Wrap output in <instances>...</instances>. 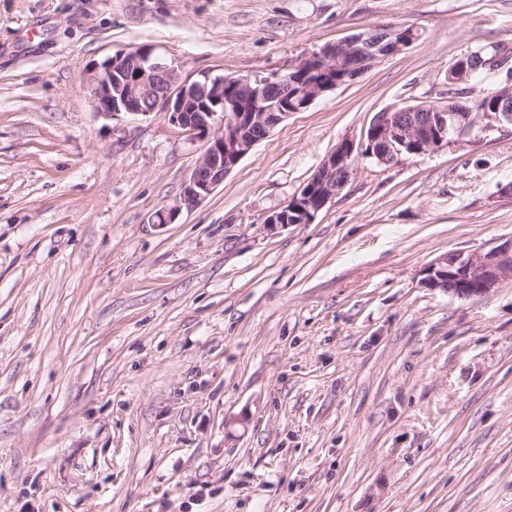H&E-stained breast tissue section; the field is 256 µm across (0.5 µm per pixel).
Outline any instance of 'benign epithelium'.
<instances>
[{
    "label": "benign epithelium",
    "instance_id": "obj_1",
    "mask_svg": "<svg viewBox=\"0 0 512 512\" xmlns=\"http://www.w3.org/2000/svg\"><path fill=\"white\" fill-rule=\"evenodd\" d=\"M383 38L366 31L312 51L305 61L303 79L295 74L275 72L257 77H211L189 80L181 77L179 66L155 54L151 46L118 53L88 73L96 113L105 119L120 115L144 119L160 116L179 128L191 141H201L204 150L196 160L175 205L156 213V223L174 222L182 209L193 208L208 198L240 161L270 133L286 121L288 101L300 97L310 106L336 85L323 87L311 79L319 73L340 72L341 79L356 81L372 64L401 53L415 41L414 31L385 28ZM465 60L448 70V85L470 78ZM235 95L224 99V87ZM497 105L490 109L482 100L472 105L448 94V104L424 101L416 105L378 113L364 135L362 155L376 163L393 165L405 157L439 150L457 141L473 126L476 116L485 114L496 122L512 124V86L489 95ZM225 104L217 112L206 100ZM356 158L355 144L344 140L324 159L302 188L286 205L271 212V225L309 224L348 183ZM506 276H512V240L488 250L456 252L440 256L425 269L423 285L441 289L459 298L489 293Z\"/></svg>",
    "mask_w": 512,
    "mask_h": 512
}]
</instances>
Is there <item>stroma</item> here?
Here are the masks:
<instances>
[{
  "label": "stroma",
  "instance_id": "obj_1",
  "mask_svg": "<svg viewBox=\"0 0 512 512\" xmlns=\"http://www.w3.org/2000/svg\"><path fill=\"white\" fill-rule=\"evenodd\" d=\"M382 26L420 37L154 223L203 145L98 117L89 69L149 45L263 76ZM494 46L512 0H0V512H512V276L422 285L512 238V125L358 158L314 222H265ZM423 285L459 298L486 295L512 276V239L488 250L455 252L435 259L425 269Z\"/></svg>",
  "mask_w": 512,
  "mask_h": 512
}]
</instances>
